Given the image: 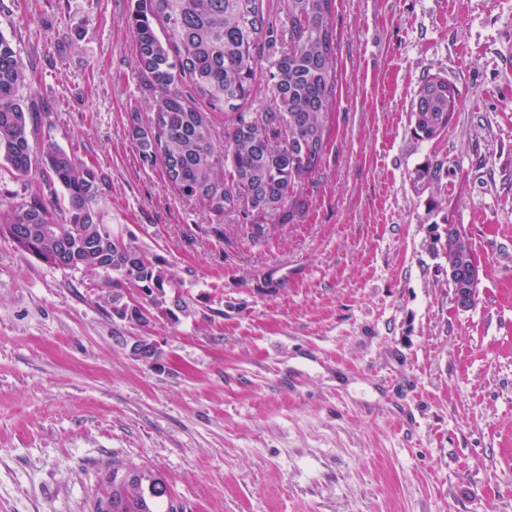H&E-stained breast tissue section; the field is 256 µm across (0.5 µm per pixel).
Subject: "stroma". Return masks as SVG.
<instances>
[{"instance_id":"stroma-1","label":"stroma","mask_w":512,"mask_h":512,"mask_svg":"<svg viewBox=\"0 0 512 512\" xmlns=\"http://www.w3.org/2000/svg\"><path fill=\"white\" fill-rule=\"evenodd\" d=\"M131 0H0L53 140L102 176L103 223L181 285L178 321L102 309L99 279L0 239V512H88L113 459L187 512H512V0H335L337 106L293 223L254 236L180 198L129 132ZM453 122L417 140L427 78ZM444 163V212L414 187ZM484 269L457 310L430 226ZM148 336L158 361L119 336ZM440 80L441 83L436 85ZM448 84L451 102L448 110ZM457 89L448 79L433 77L425 80L414 98L410 112V126L413 134L421 141L436 139L439 129L448 128V111L455 113Z\"/></svg>"}]
</instances>
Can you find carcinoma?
Masks as SVG:
<instances>
[{
  "label": "carcinoma",
  "mask_w": 512,
  "mask_h": 512,
  "mask_svg": "<svg viewBox=\"0 0 512 512\" xmlns=\"http://www.w3.org/2000/svg\"><path fill=\"white\" fill-rule=\"evenodd\" d=\"M333 2L284 0L283 23L270 0H135L130 23L143 92L152 98L150 112H130L142 161H162L177 194L203 203L218 221L236 214L261 229L292 222L303 206L298 189L326 155L337 102ZM266 53L273 57L272 106L243 112ZM27 78L28 64L0 34V161L18 185L0 200V238L56 269L102 278L109 295L116 288H176L147 252L101 223L99 174L52 142L33 148L34 116L20 95ZM185 79L211 109L234 115L224 143L215 144L204 113L189 105ZM457 96L444 78L424 81L411 106L413 134L435 139L448 127ZM446 177L441 162L414 172V183L435 191L434 210L444 209ZM438 241L445 253L457 245L463 255L472 250L455 224L441 226ZM155 477L142 466L147 488L140 496L133 489L126 497L112 493L110 512H172L171 488L153 484Z\"/></svg>",
  "instance_id": "obj_1"
}]
</instances>
